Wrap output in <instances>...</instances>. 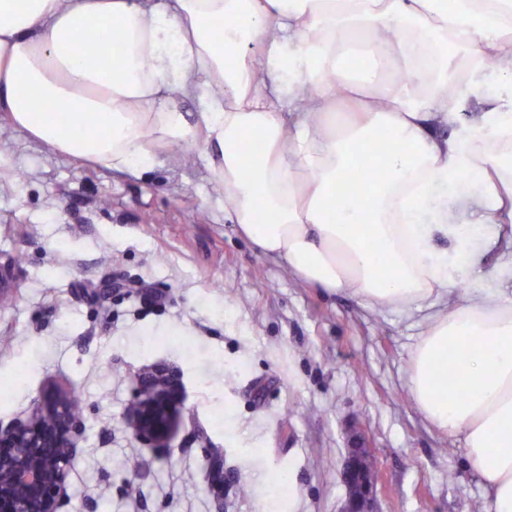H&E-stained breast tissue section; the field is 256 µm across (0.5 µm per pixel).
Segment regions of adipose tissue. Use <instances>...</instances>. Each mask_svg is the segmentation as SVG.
Listing matches in <instances>:
<instances>
[{"label":"adipose tissue","instance_id":"ef3b65f1","mask_svg":"<svg viewBox=\"0 0 512 512\" xmlns=\"http://www.w3.org/2000/svg\"><path fill=\"white\" fill-rule=\"evenodd\" d=\"M504 59L512 0H0V112L17 129L116 173L201 146L241 234L303 281L431 309L410 400L461 437L491 512H512V296L463 272L512 224ZM483 90L492 108L463 122Z\"/></svg>","mask_w":512,"mask_h":512}]
</instances>
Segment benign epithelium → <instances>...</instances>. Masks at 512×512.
<instances>
[{"label":"benign epithelium","mask_w":512,"mask_h":512,"mask_svg":"<svg viewBox=\"0 0 512 512\" xmlns=\"http://www.w3.org/2000/svg\"><path fill=\"white\" fill-rule=\"evenodd\" d=\"M181 396L175 372L157 368L144 373L131 413L136 436L165 447L179 425ZM82 432V419L70 411L61 390L46 395L30 417L0 423V512H57L67 467L81 452ZM209 469L216 512H224L222 458L212 457ZM374 471L375 460L365 443L349 449L341 472L347 489L342 512H377Z\"/></svg>","instance_id":"obj_1"}]
</instances>
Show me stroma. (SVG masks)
Returning a JSON list of instances; mask_svg holds the SVG:
<instances>
[{
  "instance_id": "1",
  "label": "stroma",
  "mask_w": 512,
  "mask_h": 512,
  "mask_svg": "<svg viewBox=\"0 0 512 512\" xmlns=\"http://www.w3.org/2000/svg\"><path fill=\"white\" fill-rule=\"evenodd\" d=\"M117 174L55 153L0 112V422L53 387L84 429L58 512H214L207 461L224 460V512H339L354 436L377 463L381 512H472L480 480L460 440L407 398L421 312L375 309L295 277L224 217V193L179 151ZM145 281L162 292L137 293ZM178 370L168 447L130 423L138 373ZM289 490L275 494L274 478Z\"/></svg>"
}]
</instances>
